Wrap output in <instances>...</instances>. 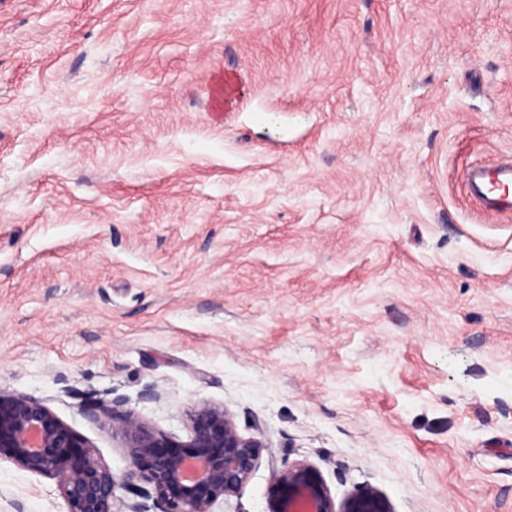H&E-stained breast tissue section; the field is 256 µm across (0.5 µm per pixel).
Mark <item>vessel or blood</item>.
<instances>
[{"label":"vessel or blood","instance_id":"vessel-or-blood-1","mask_svg":"<svg viewBox=\"0 0 512 512\" xmlns=\"http://www.w3.org/2000/svg\"><path fill=\"white\" fill-rule=\"evenodd\" d=\"M465 188L471 199L485 210H512V161L493 166L482 162L470 164Z\"/></svg>","mask_w":512,"mask_h":512}]
</instances>
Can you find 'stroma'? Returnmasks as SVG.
<instances>
[{"label":"stroma","instance_id":"35a3bbf8","mask_svg":"<svg viewBox=\"0 0 512 512\" xmlns=\"http://www.w3.org/2000/svg\"><path fill=\"white\" fill-rule=\"evenodd\" d=\"M512 0H0V389L200 401L335 503L512 512ZM160 398L144 402L145 386ZM0 512H67L0 461ZM512 161L494 166L475 162L468 166L465 188L471 199L487 211L512 210Z\"/></svg>","mask_w":512,"mask_h":512}]
</instances>
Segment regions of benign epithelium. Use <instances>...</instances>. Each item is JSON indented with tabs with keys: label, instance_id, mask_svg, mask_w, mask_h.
Here are the masks:
<instances>
[{
	"label": "benign epithelium",
	"instance_id": "7a95c632",
	"mask_svg": "<svg viewBox=\"0 0 512 512\" xmlns=\"http://www.w3.org/2000/svg\"><path fill=\"white\" fill-rule=\"evenodd\" d=\"M73 394L84 400L89 420L121 435L128 459L122 473L103 465L89 443L42 401L0 390V460L55 480L67 512H117L119 490L132 496L124 512H213L218 501L239 493L262 455L273 456L261 431L242 435L220 405L193 406L183 441L119 410L120 400ZM271 482L267 512H389L369 488L336 506L320 471L306 460L272 468Z\"/></svg>",
	"mask_w": 512,
	"mask_h": 512
}]
</instances>
